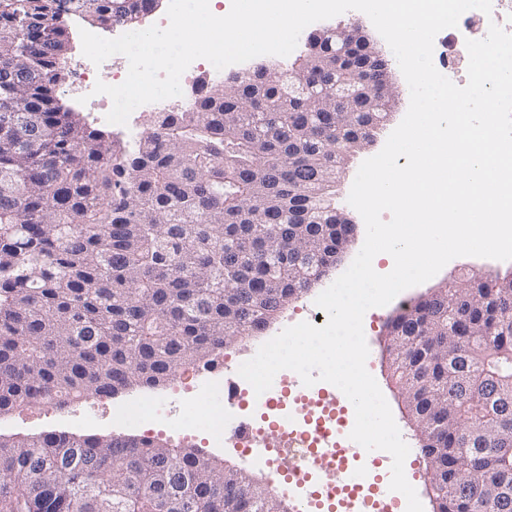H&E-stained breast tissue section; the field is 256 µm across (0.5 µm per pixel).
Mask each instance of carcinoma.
<instances>
[{
  "mask_svg": "<svg viewBox=\"0 0 512 512\" xmlns=\"http://www.w3.org/2000/svg\"><path fill=\"white\" fill-rule=\"evenodd\" d=\"M159 0H0V415L156 388L256 336L325 276L355 225L336 177L378 127L336 101V39L201 82L131 152L60 103L66 17L139 25ZM310 105L280 109L288 73ZM288 252L273 273L272 253ZM315 280H310V277ZM436 512H512V278L474 274L388 325ZM253 477L191 446L0 436V512H257Z\"/></svg>",
  "mask_w": 512,
  "mask_h": 512,
  "instance_id": "carcinoma-1",
  "label": "carcinoma"
}]
</instances>
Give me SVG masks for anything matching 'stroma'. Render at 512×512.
<instances>
[{
	"label": "stroma",
	"instance_id": "35a3bbf8",
	"mask_svg": "<svg viewBox=\"0 0 512 512\" xmlns=\"http://www.w3.org/2000/svg\"><path fill=\"white\" fill-rule=\"evenodd\" d=\"M391 81L396 90L397 105L389 122L381 129L375 141L360 150L344 166L336 184V201L338 207L348 215L355 226V232L348 249L341 260L330 269L328 274L311 289L293 299L279 314L278 318L266 330L267 335H274L276 331L287 327L289 320L306 318L310 313L316 297L329 287L351 265L360 251L365 239V224L360 214L348 204L347 198L361 163L376 155L384 146L391 131H393L405 116L410 100L409 87L399 69L398 64H391ZM485 274L502 277L512 273V260L500 261L478 257H458L451 260L436 276L418 286L409 288L410 298H420L432 290L441 287L453 279L462 278L466 274ZM396 303H389L383 307L369 309L363 319V329L369 348L366 367L377 381L385 399L387 400L395 422L400 430L403 440L409 447L406 458L407 465L414 470L410 480L421 500L424 512H433L434 507L429 495L430 475L426 464L420 454L421 431L417 422L408 418L401 399L388 375L387 362L389 352L388 328L389 320L397 313ZM142 390L133 387L124 390L112 397L83 399L70 404L65 408H57L46 404H30L9 413L0 415V434L17 438L36 437L47 431H64L77 436H134L153 437L171 445L188 442L198 448L202 455L216 457L224 460L228 465L242 469L261 480L263 487L275 494H283L285 483L283 479L275 477L268 470L253 465L249 456L241 453L239 449L227 445L221 448L211 447L206 434L198 433L188 439H181L159 424H145L133 426L121 418L115 417V410L127 407L130 400L141 395Z\"/></svg>",
	"mask_w": 512,
	"mask_h": 512
}]
</instances>
